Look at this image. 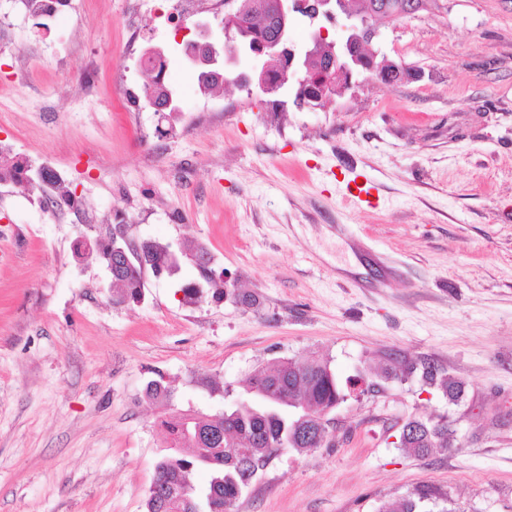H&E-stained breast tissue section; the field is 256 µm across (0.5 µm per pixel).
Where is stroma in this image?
<instances>
[{
	"label": "stroma",
	"instance_id": "1",
	"mask_svg": "<svg viewBox=\"0 0 512 512\" xmlns=\"http://www.w3.org/2000/svg\"><path fill=\"white\" fill-rule=\"evenodd\" d=\"M173 3L72 0L45 34L0 0V147L56 167L84 208L53 218L0 180V512H145L163 419L222 414L256 368L313 355L374 388L235 512H378L422 486L457 512H512V0H432L379 25L375 49L411 78L362 75L313 110L292 83L201 91L162 25ZM151 45L179 86L167 135L123 89ZM121 218L137 239L206 246L228 296L186 259L120 301L75 249ZM394 358L463 380L464 399L385 377ZM152 380L167 402L146 398ZM440 417L452 447H399L407 420Z\"/></svg>",
	"mask_w": 512,
	"mask_h": 512
}]
</instances>
